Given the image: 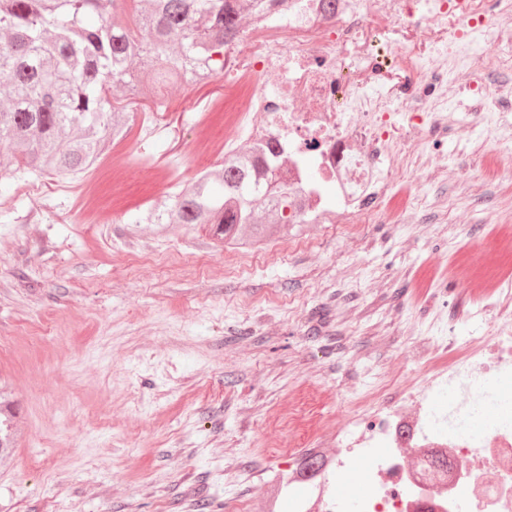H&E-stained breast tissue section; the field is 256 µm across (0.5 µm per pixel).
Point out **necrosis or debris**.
<instances>
[{
	"mask_svg": "<svg viewBox=\"0 0 512 512\" xmlns=\"http://www.w3.org/2000/svg\"><path fill=\"white\" fill-rule=\"evenodd\" d=\"M224 91L236 100L224 153L252 140L278 146L290 223H379L403 170L427 223L461 233L502 221L496 200L512 162L477 187L436 144L476 129L489 143L512 140V0H279L245 24ZM485 299L488 337H406L422 378L389 387L383 402L363 395L336 434L340 454L315 476L289 471L292 485L317 490L304 512H345L332 472L363 481L355 512H456L463 500L473 512H512V419L496 416L499 396L512 394V278H496ZM447 387L446 412L432 415ZM478 412L490 420L475 433L466 421Z\"/></svg>",
	"mask_w": 512,
	"mask_h": 512,
	"instance_id": "necrosis-or-debris-1",
	"label": "necrosis or debris"
}]
</instances>
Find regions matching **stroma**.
<instances>
[{
  "instance_id": "stroma-1",
  "label": "stroma",
  "mask_w": 512,
  "mask_h": 512,
  "mask_svg": "<svg viewBox=\"0 0 512 512\" xmlns=\"http://www.w3.org/2000/svg\"><path fill=\"white\" fill-rule=\"evenodd\" d=\"M223 83H177L96 168H0V512H229L273 494L290 459L336 454L338 413L421 366L390 351L441 313L452 336L471 254L432 224H307L241 253L208 227L133 224L197 173Z\"/></svg>"
}]
</instances>
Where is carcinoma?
<instances>
[{
	"mask_svg": "<svg viewBox=\"0 0 512 512\" xmlns=\"http://www.w3.org/2000/svg\"><path fill=\"white\" fill-rule=\"evenodd\" d=\"M278 0H0V139L7 164L72 176L127 135L128 114L144 98L161 111L159 88L224 75L226 50L244 17ZM250 146L224 167L194 178L171 204L135 224H203L225 246L249 249L299 230L288 223L292 189L272 182L275 167Z\"/></svg>",
	"mask_w": 512,
	"mask_h": 512,
	"instance_id": "obj_1",
	"label": "carcinoma"
}]
</instances>
